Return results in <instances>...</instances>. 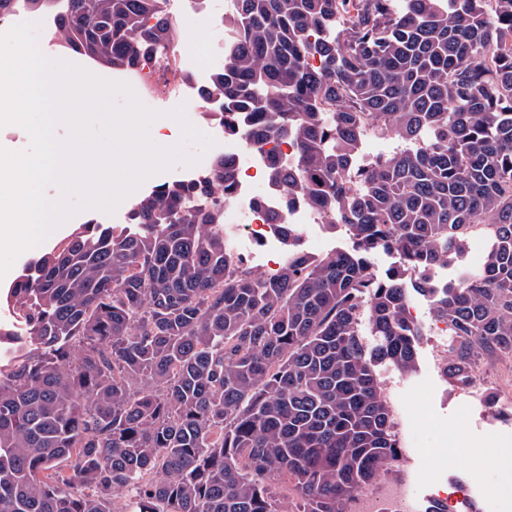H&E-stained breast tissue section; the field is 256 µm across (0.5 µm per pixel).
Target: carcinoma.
<instances>
[{
  "label": "carcinoma",
  "instance_id": "cac0c4a2",
  "mask_svg": "<svg viewBox=\"0 0 512 512\" xmlns=\"http://www.w3.org/2000/svg\"><path fill=\"white\" fill-rule=\"evenodd\" d=\"M56 32L127 70L176 43L167 0H67ZM234 0L218 95L224 134L291 142L268 187L347 227L313 256L271 212L264 275L224 232L233 159L136 197L123 227L79 224L0 293L28 347L0 365V512H349L402 454L377 376L414 371V292L448 322L446 377L512 358V0ZM419 146L353 168L365 123ZM485 226L483 264L430 272ZM397 253L387 276L372 255ZM368 326L372 343L362 335Z\"/></svg>",
  "mask_w": 512,
  "mask_h": 512
}]
</instances>
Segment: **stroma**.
<instances>
[{"label":"stroma","mask_w":512,"mask_h":512,"mask_svg":"<svg viewBox=\"0 0 512 512\" xmlns=\"http://www.w3.org/2000/svg\"><path fill=\"white\" fill-rule=\"evenodd\" d=\"M434 340L423 336L417 367L408 375L383 367L381 386L390 402L407 398L417 421L402 441L404 463L383 473L382 481L398 480L409 468L423 481L420 502H427L438 486H473L480 512H512V421L492 414L478 400L453 387L437 369ZM454 445L449 460L438 449Z\"/></svg>","instance_id":"obj_1"}]
</instances>
